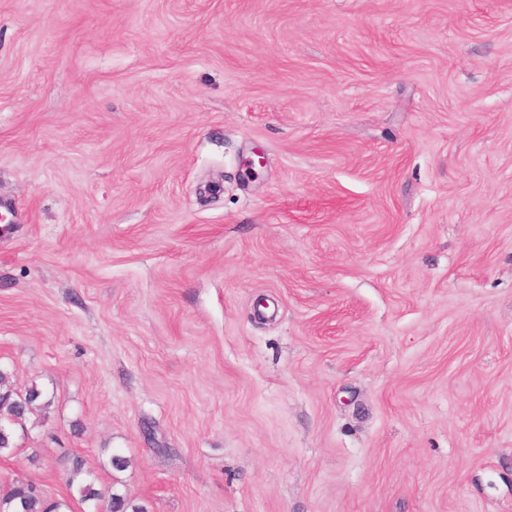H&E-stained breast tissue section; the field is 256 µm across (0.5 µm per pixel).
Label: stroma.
Returning <instances> with one entry per match:
<instances>
[{
  "mask_svg": "<svg viewBox=\"0 0 512 512\" xmlns=\"http://www.w3.org/2000/svg\"><path fill=\"white\" fill-rule=\"evenodd\" d=\"M0 368L54 498L512 512V0H0Z\"/></svg>",
  "mask_w": 512,
  "mask_h": 512,
  "instance_id": "stroma-1",
  "label": "stroma"
}]
</instances>
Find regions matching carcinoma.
Masks as SVG:
<instances>
[{
  "label": "carcinoma",
  "mask_w": 512,
  "mask_h": 512,
  "mask_svg": "<svg viewBox=\"0 0 512 512\" xmlns=\"http://www.w3.org/2000/svg\"><path fill=\"white\" fill-rule=\"evenodd\" d=\"M51 401L36 384L23 392L14 391L10 372L0 368V455L15 448V427L24 426L30 415L50 406ZM71 494L68 498L50 499L31 481L15 480L0 487V512H72V502L82 506V512H147L134 505L126 495L117 491L104 494L84 470V461L71 458L64 473Z\"/></svg>",
  "instance_id": "obj_1"
}]
</instances>
